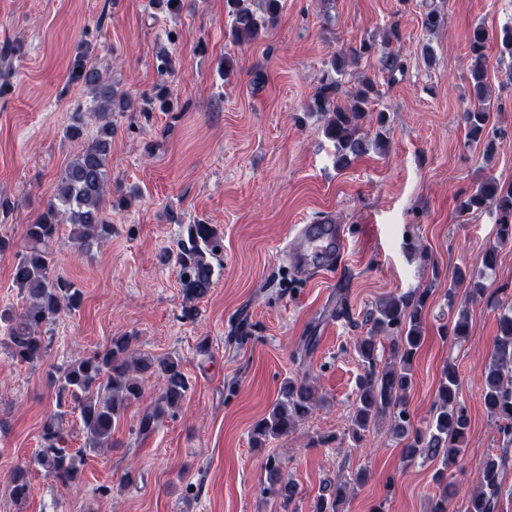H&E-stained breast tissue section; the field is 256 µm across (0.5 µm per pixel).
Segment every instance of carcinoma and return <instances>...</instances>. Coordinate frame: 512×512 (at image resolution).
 Here are the masks:
<instances>
[{
    "label": "carcinoma",
    "mask_w": 512,
    "mask_h": 512,
    "mask_svg": "<svg viewBox=\"0 0 512 512\" xmlns=\"http://www.w3.org/2000/svg\"><path fill=\"white\" fill-rule=\"evenodd\" d=\"M230 18V36L238 43L249 42L272 27L282 9V0H225ZM445 25V15L437 8L423 14L422 27L435 33ZM489 36L481 27L474 29L470 42L472 65L470 83L474 103L463 112L468 138L483 145L484 155L497 152L495 137L490 135L491 102L486 82V50ZM497 47L501 58L512 59V26L502 28ZM375 45L362 41L355 47L334 52L325 62L309 110L324 117L323 131L336 147V167L346 168L366 154L370 145H381L383 134L370 139L364 132L365 119L370 117V105L377 95L374 80L364 75L353 87L343 89V77L350 63L370 57ZM71 79L80 84L95 102L93 112H75L66 127L70 140L84 137L87 123L84 116L94 118L92 138L72 158L62 172L54 199L37 219L26 225L21 249L13 268V282L26 298L20 313L0 310V333L11 358L19 362L40 361L47 352L46 328L60 316L77 311L83 292L67 279L55 274V244L61 225L71 226V240L85 252L112 237V225L106 219V208L112 204L109 192L107 155L112 140V112H125L131 102L118 98L112 82L101 69L83 56L72 69ZM458 208L463 213L487 211L496 216L498 238L512 241V183L503 184L489 178L480 188L460 198ZM224 248L223 237L211 224H189L186 238L180 240L174 255L180 281L190 299L205 296L213 287L212 259ZM498 263V251L491 247L481 258V266L459 279H469V298H481L487 292V272ZM432 293L430 288H412L379 302L368 313L370 324L359 337L355 352L362 363L355 392V407L351 416V434L360 440L378 418L390 415L392 434L402 444L403 458H441V471L429 512H446L448 501L447 471L459 467L466 449L469 416L459 399L457 369L445 364L440 373L434 409L423 427L414 425L406 409L407 393L413 386V363L424 342V316ZM396 334L392 340L391 361L378 357L380 335ZM134 337L114 335L109 345L87 357L70 362L49 373L48 380L55 390L56 411L42 428V443L34 463L63 485H76L83 476L84 451L111 448L113 427L125 414L129 403L143 396L142 380L155 375L161 391L141 416L138 431L148 432L167 411L182 405L189 391V382L179 357H155L133 349ZM482 398L485 409L500 422L503 437L512 436V302L502 308L494 348L483 374ZM320 403L315 389L306 381L288 378L281 388L268 415L251 428L253 447L262 448L270 440L288 435L305 421ZM77 414L84 449L74 453L65 448V424L68 415ZM502 459L488 456L478 469L475 487L468 495L465 512H497L503 493ZM265 492L288 508L297 496V486L284 479L280 462L268 458L265 466ZM362 475L344 481L329 482L321 488L312 512H341L351 487L361 483ZM8 490L19 504L31 494L27 470L12 471Z\"/></svg>",
    "instance_id": "obj_1"
}]
</instances>
